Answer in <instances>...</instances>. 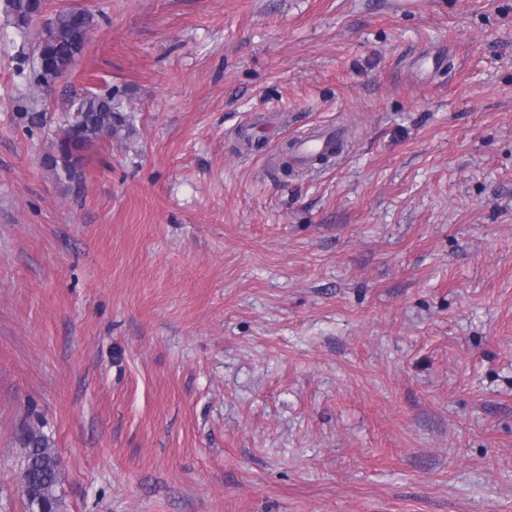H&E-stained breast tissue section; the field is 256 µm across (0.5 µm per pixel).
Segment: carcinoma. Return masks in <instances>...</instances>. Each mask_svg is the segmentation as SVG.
Returning <instances> with one entry per match:
<instances>
[{
	"label": "carcinoma",
	"mask_w": 512,
	"mask_h": 512,
	"mask_svg": "<svg viewBox=\"0 0 512 512\" xmlns=\"http://www.w3.org/2000/svg\"><path fill=\"white\" fill-rule=\"evenodd\" d=\"M43 10L40 0H4V13L17 28L30 25L35 14ZM93 25V14L87 9L59 13L40 29L35 45L38 69L49 68L54 76L69 72L73 58L81 55ZM127 128L120 104L110 94L80 95L72 100L64 113L58 152L66 163L64 171L72 176L68 166L72 158L81 155L101 138L120 136ZM62 460L50 445L49 438L32 428L25 436L22 487L28 512H60L59 494Z\"/></svg>",
	"instance_id": "cac0c4a2"
}]
</instances>
